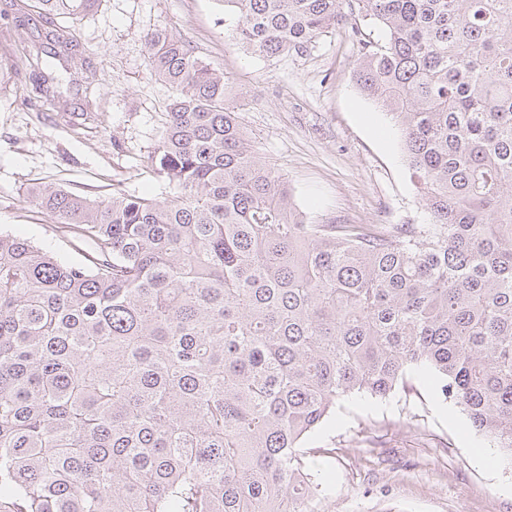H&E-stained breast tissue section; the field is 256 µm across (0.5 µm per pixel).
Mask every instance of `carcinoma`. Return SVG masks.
<instances>
[{"label": "carcinoma", "mask_w": 512, "mask_h": 512, "mask_svg": "<svg viewBox=\"0 0 512 512\" xmlns=\"http://www.w3.org/2000/svg\"><path fill=\"white\" fill-rule=\"evenodd\" d=\"M100 0H39L53 23ZM239 44L303 56L362 25V95L399 126L430 224H307L228 84L149 37L176 96L163 200L27 190L92 242L0 234V512H312L305 435L413 373L512 461V0H222Z\"/></svg>", "instance_id": "1"}]
</instances>
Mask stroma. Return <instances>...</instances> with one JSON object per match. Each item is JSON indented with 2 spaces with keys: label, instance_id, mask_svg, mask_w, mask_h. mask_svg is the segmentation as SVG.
I'll list each match as a JSON object with an SVG mask.
<instances>
[{
  "label": "stroma",
  "instance_id": "stroma-1",
  "mask_svg": "<svg viewBox=\"0 0 512 512\" xmlns=\"http://www.w3.org/2000/svg\"><path fill=\"white\" fill-rule=\"evenodd\" d=\"M71 49L44 50L37 0H0V232L76 264L89 243L60 232L26 195L53 183L90 199L115 181L164 198L149 155L175 93L148 66L151 33L181 37L223 71L229 105L310 224H427L399 128L360 93L349 22L308 55L269 58L228 35L222 0H102L68 21ZM45 78L48 92L33 84ZM434 377L388 398L352 396L304 441L319 475L314 512H512V465L476 461L485 440Z\"/></svg>",
  "mask_w": 512,
  "mask_h": 512
}]
</instances>
